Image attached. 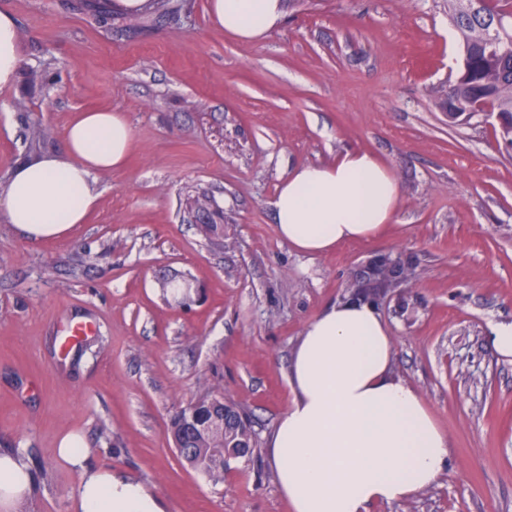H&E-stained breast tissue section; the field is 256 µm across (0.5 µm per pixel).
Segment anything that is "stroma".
I'll return each mask as SVG.
<instances>
[{"instance_id":"obj_1","label":"stroma","mask_w":512,"mask_h":512,"mask_svg":"<svg viewBox=\"0 0 512 512\" xmlns=\"http://www.w3.org/2000/svg\"><path fill=\"white\" fill-rule=\"evenodd\" d=\"M142 26L104 0H0L22 66L0 89V189L14 167L60 151L74 113L127 115V167L96 174L86 223L40 243L0 217V454L32 476L16 512H71L79 473L57 454L81 435L87 464L142 481L165 512H292L266 442L291 391L306 321L339 301L380 251L416 276L378 310L395 376L448 435L450 467L415 496L370 512H512V357L491 328L512 323V149L484 113L450 123L433 90L462 38L449 0H287L258 43L214 29L208 0ZM46 128L34 144L30 131ZM381 156L402 201L378 239L311 256L275 230L288 168L346 148ZM220 224L223 240L202 225ZM190 280L194 301L163 296ZM93 331L68 342L65 327ZM216 395L251 420L254 452L223 480L179 456L171 419Z\"/></svg>"}]
</instances>
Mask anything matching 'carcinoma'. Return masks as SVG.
<instances>
[{"label": "carcinoma", "instance_id": "cac0c4a2", "mask_svg": "<svg viewBox=\"0 0 512 512\" xmlns=\"http://www.w3.org/2000/svg\"><path fill=\"white\" fill-rule=\"evenodd\" d=\"M154 10L178 15L191 12L192 0H152ZM451 20L463 36V51L468 55L467 71L439 90V108L459 112L461 118L473 116L467 106L476 102L491 104L500 111L504 127L500 136L512 147V30L494 27L496 21L512 17V0H451ZM164 288L174 299L188 304L192 286L188 282L170 281ZM173 439L184 448L181 458L192 468L217 480L224 475V455L242 458L252 453L253 438L249 420L231 403L216 397L202 398L176 414L171 422Z\"/></svg>", "mask_w": 512, "mask_h": 512}]
</instances>
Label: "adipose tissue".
<instances>
[{"label": "adipose tissue", "mask_w": 512, "mask_h": 512, "mask_svg": "<svg viewBox=\"0 0 512 512\" xmlns=\"http://www.w3.org/2000/svg\"><path fill=\"white\" fill-rule=\"evenodd\" d=\"M217 30L254 43L284 23L285 0H209ZM21 65L15 23L0 11V89ZM62 152L18 166L0 213L28 242L66 235L85 223L99 194L93 176L126 167L135 148L125 113H75ZM401 188L376 154L348 149L329 163L289 169L271 202L276 231L295 251L325 254L337 245L373 240L393 222ZM394 342L375 306L340 301L311 317L293 351L292 398L267 442L280 492L292 512H367L435 484L449 467L448 437L418 390L392 373ZM60 457L80 471L74 512H165L143 483L86 464L74 433ZM31 488L23 459L0 454V512H14Z\"/></svg>", "instance_id": "1"}]
</instances>
